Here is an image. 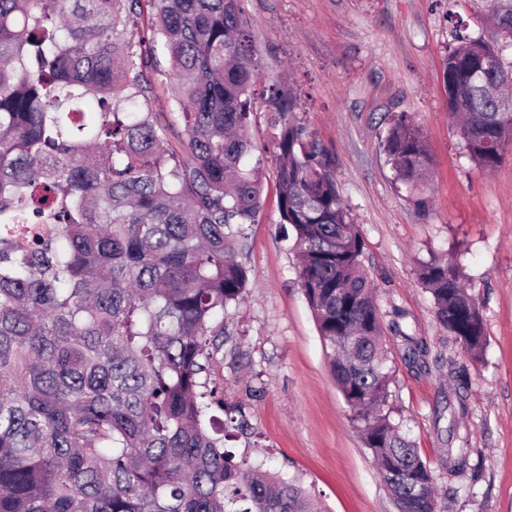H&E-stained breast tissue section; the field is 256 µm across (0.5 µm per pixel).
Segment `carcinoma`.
Returning a JSON list of instances; mask_svg holds the SVG:
<instances>
[{"label":"carcinoma","mask_w":512,"mask_h":512,"mask_svg":"<svg viewBox=\"0 0 512 512\" xmlns=\"http://www.w3.org/2000/svg\"><path fill=\"white\" fill-rule=\"evenodd\" d=\"M483 2L512 47V16ZM254 55L239 0H0V512H322L300 482L224 448L248 424L202 381L262 209L244 165ZM157 75L173 80L183 153L149 108ZM446 85L467 154L494 169L512 145L499 108L512 70L459 35ZM269 91L280 229L332 377L399 512H438L430 464L391 418L390 350L332 160L293 117L292 89ZM384 149L395 181L423 192L431 158L406 113ZM420 279L439 325L481 359L457 265L426 262ZM388 329L408 364L424 361L423 339Z\"/></svg>","instance_id":"cac0c4a2"}]
</instances>
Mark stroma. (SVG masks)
<instances>
[{"mask_svg":"<svg viewBox=\"0 0 512 512\" xmlns=\"http://www.w3.org/2000/svg\"><path fill=\"white\" fill-rule=\"evenodd\" d=\"M256 47L247 166L263 172V208L239 260L248 286L224 310L231 338L206 376L225 405L241 408L249 434L234 441L252 462L298 478L327 512H396L352 412L328 368L296 257L280 233L277 128L267 88L289 85L294 117L331 156L336 187L363 239V265L384 321L404 315L428 346L412 367L391 341L396 421L433 470L441 512H512V149L490 173L467 155L448 115L445 66L466 35L494 44L480 0H241ZM149 107L166 142L186 141L170 85L156 81ZM407 113L431 156L417 205L395 182L384 152L389 120ZM455 260L482 313L487 345L473 361L436 321L421 263ZM468 451L465 467L442 462Z\"/></svg>","mask_w":512,"mask_h":512,"instance_id":"obj_1","label":"stroma"}]
</instances>
